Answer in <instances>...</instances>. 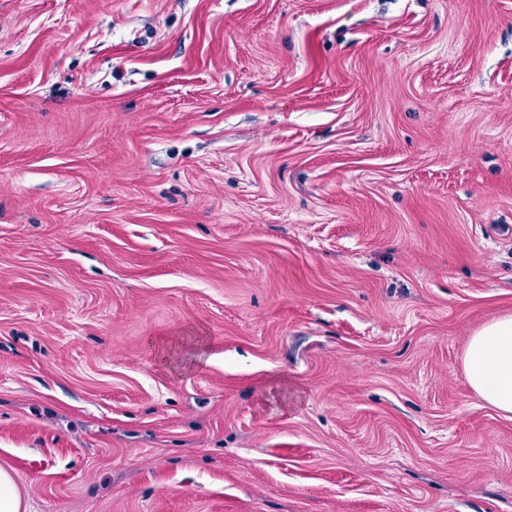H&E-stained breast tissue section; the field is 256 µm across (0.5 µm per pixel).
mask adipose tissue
Segmentation results:
<instances>
[{
	"mask_svg": "<svg viewBox=\"0 0 512 512\" xmlns=\"http://www.w3.org/2000/svg\"><path fill=\"white\" fill-rule=\"evenodd\" d=\"M464 373L480 397L512 418V317L498 319L471 337Z\"/></svg>",
	"mask_w": 512,
	"mask_h": 512,
	"instance_id": "ef3b65f1",
	"label": "adipose tissue"
}]
</instances>
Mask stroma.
Wrapping results in <instances>:
<instances>
[{
  "label": "stroma",
  "mask_w": 512,
  "mask_h": 512,
  "mask_svg": "<svg viewBox=\"0 0 512 512\" xmlns=\"http://www.w3.org/2000/svg\"><path fill=\"white\" fill-rule=\"evenodd\" d=\"M512 0H0V468L25 512H512ZM464 373L480 397L512 418V317L498 319L471 337Z\"/></svg>",
  "instance_id": "35a3bbf8"
}]
</instances>
